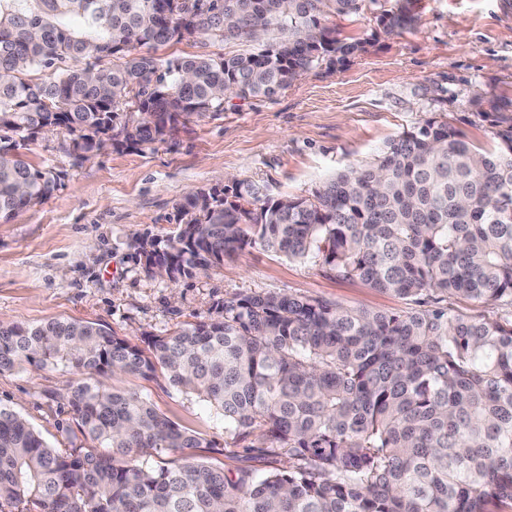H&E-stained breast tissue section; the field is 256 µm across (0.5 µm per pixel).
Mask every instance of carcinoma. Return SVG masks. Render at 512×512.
<instances>
[{
    "label": "carcinoma",
    "instance_id": "cac0c4a2",
    "mask_svg": "<svg viewBox=\"0 0 512 512\" xmlns=\"http://www.w3.org/2000/svg\"><path fill=\"white\" fill-rule=\"evenodd\" d=\"M0 0V219L46 201L61 178L19 149L56 128L90 158L164 142L191 116L269 97L366 50L323 23L377 0ZM414 0L378 16L410 27ZM254 53L161 58L200 37L260 40ZM105 57L112 63L101 64ZM32 70L50 78L32 83ZM488 151L444 121L403 133L316 199L251 184L198 190L178 230L134 241L190 278L248 247L310 255L342 278L427 306L404 315L284 293L238 294L211 316L147 338L101 324L0 323V372L63 364L92 445H53L0 405V512H492L512 504V320L451 313L450 294L512 299V124ZM159 375L213 409L224 436L288 467L234 476L205 461L153 466L204 439L101 373Z\"/></svg>",
    "mask_w": 512,
    "mask_h": 512
}]
</instances>
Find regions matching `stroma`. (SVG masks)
<instances>
[{
    "instance_id": "1",
    "label": "stroma",
    "mask_w": 512,
    "mask_h": 512,
    "mask_svg": "<svg viewBox=\"0 0 512 512\" xmlns=\"http://www.w3.org/2000/svg\"><path fill=\"white\" fill-rule=\"evenodd\" d=\"M396 0L329 16L341 38L368 40L339 67L319 65L270 97L234 102L218 117H190L172 138L142 150L107 151L75 162L69 135L55 129L23 148L61 185L40 205L0 221V320L99 323L142 341L177 324L206 319L236 294L286 293L349 309L403 314L411 299L342 279L318 260H291L262 247L176 282L148 274L132 241L166 238L185 195L254 184L270 198L314 199L337 172L368 164L403 132L435 119L488 150L502 146L498 105L512 102V0H415L416 20L400 34L370 41L376 18ZM259 44L204 37L170 43L157 56L247 53ZM73 380L59 366L0 373V404L13 408L50 443H83L67 406ZM105 388L138 391L165 417L209 442L181 458L224 468L281 467L287 456L256 459L224 444L209 407L164 379L109 372Z\"/></svg>"
}]
</instances>
